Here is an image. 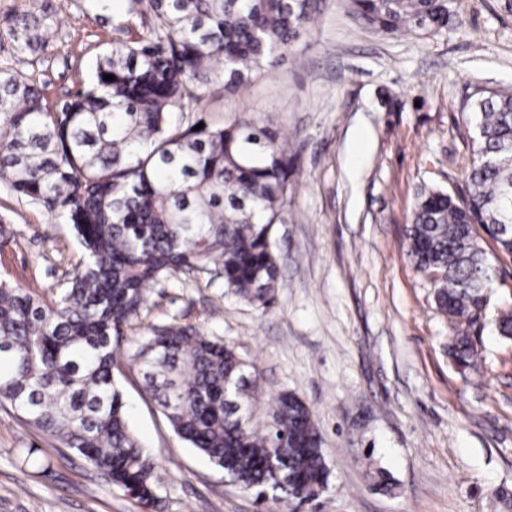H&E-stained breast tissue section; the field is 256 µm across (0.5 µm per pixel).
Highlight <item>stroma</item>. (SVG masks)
Returning <instances> with one entry per match:
<instances>
[{
	"label": "stroma",
	"mask_w": 512,
	"mask_h": 512,
	"mask_svg": "<svg viewBox=\"0 0 512 512\" xmlns=\"http://www.w3.org/2000/svg\"><path fill=\"white\" fill-rule=\"evenodd\" d=\"M51 16L49 46L34 66L48 105L64 100L116 40L115 17L89 0H0ZM458 21L429 38L389 37L364 26L350 0H321L307 35L278 56L247 92L206 90L203 118L273 122L297 157L276 301L240 302L214 272L176 274L117 344L116 379L131 426L165 476L157 512H281L257 504L172 430L143 391L129 357L143 337L190 323L233 347L262 378L254 427L271 422L270 400L288 391L312 411L332 470L314 512H512L493 492L512 489V343L493 321L476 328L483 361L460 375L448 357V322L407 255L405 228L422 187L466 190L471 130L466 98L512 87V16L498 0H456ZM403 100L388 111L387 96ZM0 280L44 296L79 265L72 225L0 182ZM50 459L48 469L26 465ZM386 469L385 494L368 478ZM0 512H142L84 459L60 454L46 435L0 407Z\"/></svg>",
	"instance_id": "obj_1"
}]
</instances>
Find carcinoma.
Wrapping results in <instances>:
<instances>
[{
	"mask_svg": "<svg viewBox=\"0 0 512 512\" xmlns=\"http://www.w3.org/2000/svg\"><path fill=\"white\" fill-rule=\"evenodd\" d=\"M320 0H127L91 77L55 109L26 67L48 48L53 21L16 9L0 22L15 52L0 67V179L73 225L83 256L49 298L0 281V406L84 457L143 512L162 489L117 380L112 337L137 317L160 280L210 266L228 292L265 310L280 278L273 226L285 222L296 155L288 139L238 116L195 126L213 84L244 92L312 26ZM366 27L431 37L456 19L455 0H351ZM113 75L115 80H105ZM473 129L467 194L417 193L407 255L431 281L449 325L448 356L477 370L472 327L492 265L479 225L512 258V91L483 89L467 105ZM143 389L175 434L240 488L288 507L317 499L330 469L321 433L293 393L272 399V424L250 413L261 376L189 323L147 336L132 355Z\"/></svg>",
	"mask_w": 512,
	"mask_h": 512,
	"instance_id": "1",
	"label": "carcinoma"
}]
</instances>
